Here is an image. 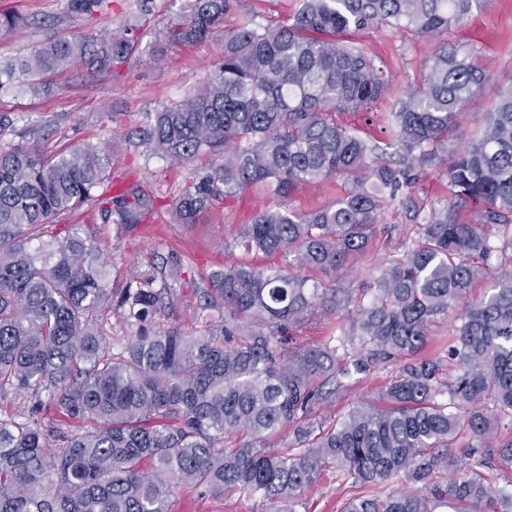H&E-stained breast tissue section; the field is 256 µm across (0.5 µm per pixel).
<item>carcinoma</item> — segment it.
Here are the masks:
<instances>
[{
    "instance_id": "cac0c4a2",
    "label": "carcinoma",
    "mask_w": 512,
    "mask_h": 512,
    "mask_svg": "<svg viewBox=\"0 0 512 512\" xmlns=\"http://www.w3.org/2000/svg\"><path fill=\"white\" fill-rule=\"evenodd\" d=\"M482 3L301 0L280 23L247 16L224 31V57L204 84L143 114L129 149L181 163L222 156L194 169L172 206L177 224L254 188L285 198L346 180L322 208H264L238 226L234 246L282 263L203 271L193 289L200 335L166 324L189 275L178 257L160 262L154 252L117 283L97 222L54 224L90 205L118 239L149 223L159 197L117 179L94 144L51 160L0 146V392L31 400L0 418V512H171L175 487L258 494L274 512H295L328 467L362 487L397 477L416 485L354 496L342 512H512V491L493 489L484 475L489 467L512 474V437L498 432L512 417V275L467 301L473 282L512 250V85L482 133L451 156L448 128L490 80L467 45L438 46L388 113L393 155L336 122L338 113L371 111L391 85L347 36L380 26L434 35ZM109 4L69 0L72 13L90 18ZM233 4L188 0L165 38L202 41ZM135 42L133 27L49 40L0 60V90L18 83L36 94L38 77L79 62L115 74ZM427 166L448 177L450 201L438 207L415 197ZM390 208L416 223L417 240L373 289L336 287V273L389 232L379 219ZM295 266L324 279L312 282ZM461 304L446 358L405 362L385 389L387 406L361 404L329 424L313 419L336 374L414 355L429 326ZM352 305L357 317L340 328V344L354 354L341 370L336 345L287 346L286 334ZM106 313L122 334L110 348ZM446 364L457 374L444 383ZM45 411L74 424L58 445ZM286 428L292 447L271 445ZM491 446L493 457L484 452ZM460 454L470 463L448 474Z\"/></svg>"
}]
</instances>
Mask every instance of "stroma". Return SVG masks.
I'll list each match as a JSON object with an SVG mask.
<instances>
[{"label":"stroma","mask_w":512,"mask_h":512,"mask_svg":"<svg viewBox=\"0 0 512 512\" xmlns=\"http://www.w3.org/2000/svg\"><path fill=\"white\" fill-rule=\"evenodd\" d=\"M187 0H115L104 18L89 22L71 14L68 0H0V10L23 18L22 32L0 31V58H12L32 51L46 40H74L133 22L138 48L121 77L103 79L87 65L47 80L44 93L35 95L18 89L0 92V113L12 122L0 129V144L23 145L52 158L87 143L109 149L113 170L132 174L146 188L176 197L190 177L188 166H177L164 158L148 159L134 154L125 137L136 127L144 112L183 97L201 83L224 55V32L240 16H256L260 23H275L293 15L299 0H237L224 17L222 28L206 41L178 44L164 36L167 26L179 18ZM474 45L479 62L490 80L468 101L455 126L448 131L447 149L455 151L467 139L480 133L487 113L494 105L500 86L512 82V0H483L463 23L434 36L392 27L367 28L355 33L356 49L385 63L392 75L386 95L370 113L350 112L336 120L369 142H386L390 136L384 123L397 99L419 77L426 62L443 42ZM118 120H111V113ZM276 199L251 193L224 208L202 213L196 223L147 224L115 239L111 225L100 227V238L114 264L113 277L123 278L134 264L145 262L154 248L175 254L185 264L207 268L239 257V249H225L237 225L248 223L261 207H277ZM392 228L369 246L366 254L353 260L339 273L337 281L346 287L373 284L389 257L400 254L415 234L403 212L390 210L382 216ZM400 367L391 362L362 375L343 378L335 396L316 406V418L343 417L356 405L385 406L384 391ZM356 487L337 470L329 469L302 495L296 512H339ZM172 512H270L268 503L256 495L236 493L219 500L196 491L176 488L171 496Z\"/></svg>","instance_id":"35a3bbf8"}]
</instances>
